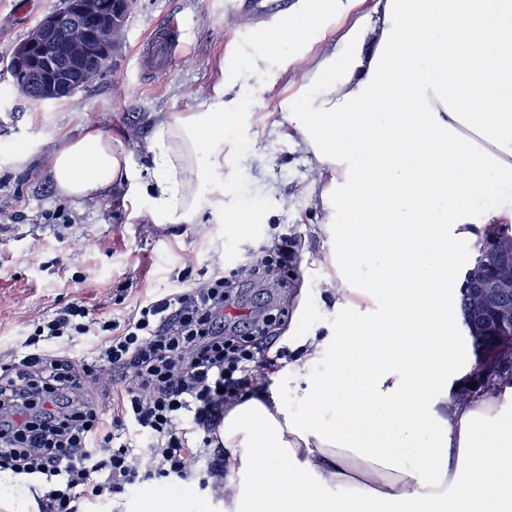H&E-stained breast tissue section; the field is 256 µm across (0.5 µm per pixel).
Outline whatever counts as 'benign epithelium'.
<instances>
[{"mask_svg": "<svg viewBox=\"0 0 512 512\" xmlns=\"http://www.w3.org/2000/svg\"><path fill=\"white\" fill-rule=\"evenodd\" d=\"M72 7L77 13L94 19L92 34L81 31L70 39L63 38L58 34L60 15H45L12 58L14 88L19 93L25 95L31 90L35 71L27 65L29 59L38 65L42 75L39 101L44 104L71 98L80 87L95 81L109 69L115 46L112 10L104 8L101 0H74ZM90 57L97 59L93 68L86 66ZM465 276L481 281L475 310L488 317L481 324L472 323L470 333L481 341L490 333L497 335L511 330L512 306L503 303V299L512 291V239H491L485 259L469 267ZM477 374L484 378L512 374V353L503 351L480 358Z\"/></svg>", "mask_w": 512, "mask_h": 512, "instance_id": "7a95c632", "label": "benign epithelium"}]
</instances>
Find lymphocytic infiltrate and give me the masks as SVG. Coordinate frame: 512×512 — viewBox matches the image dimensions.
<instances>
[{"label":"lymphocytic infiltrate","instance_id":"lymphocytic-infiltrate-1","mask_svg":"<svg viewBox=\"0 0 512 512\" xmlns=\"http://www.w3.org/2000/svg\"><path fill=\"white\" fill-rule=\"evenodd\" d=\"M288 237L215 270L191 288L102 319L74 300L38 322L0 366V470L45 477L43 512H81L155 481L224 473L217 431L226 404L253 393L262 370L287 358L273 303L238 312L247 287L282 288ZM102 339L98 354L70 343Z\"/></svg>","mask_w":512,"mask_h":512}]
</instances>
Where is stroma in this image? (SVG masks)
<instances>
[{
    "label": "stroma",
    "instance_id": "obj_1",
    "mask_svg": "<svg viewBox=\"0 0 512 512\" xmlns=\"http://www.w3.org/2000/svg\"><path fill=\"white\" fill-rule=\"evenodd\" d=\"M233 0H135L111 68L86 89L55 104L35 103L11 87L5 70L16 45L63 0H0V364L9 362L38 320L79 298L104 316L130 312L137 301L204 282L215 269L232 272L248 251L285 234L295 245L288 286L281 300V334L290 342L304 336H345L360 348L364 330L336 297L326 293L331 269L321 264L319 218L308 196L310 171L303 156L274 131L282 115L278 104L298 89L282 69L292 54L277 36L275 22L244 19L252 36H230L225 16ZM181 21L182 46L163 75L140 82L139 68L158 61L155 49L138 44L164 21ZM268 43L265 64L252 67L258 44ZM237 79L245 102L241 112L225 114L227 160L238 176L224 186V211L203 207L192 224H144L138 209L144 194L116 189L103 199L73 200L59 194L50 155L64 140L87 127L113 139L144 142L157 113L173 115L212 95L220 75ZM26 158H18L19 148ZM64 211L67 224L52 219ZM335 384L336 403L328 415L348 424L361 401L348 394L334 371L333 357L310 363L288 361L266 382L284 406L308 412V384ZM182 500L183 512L209 506V490L191 481L177 487L152 484L123 494L128 512H141L151 496ZM210 512H221L209 506Z\"/></svg>",
    "mask_w": 512,
    "mask_h": 512
}]
</instances>
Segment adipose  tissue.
Here are the masks:
<instances>
[{
    "label": "adipose tissue",
    "mask_w": 512,
    "mask_h": 512,
    "mask_svg": "<svg viewBox=\"0 0 512 512\" xmlns=\"http://www.w3.org/2000/svg\"><path fill=\"white\" fill-rule=\"evenodd\" d=\"M334 20L344 23L334 46L299 56L303 91L281 101L280 135L310 165L311 200L333 242L322 253L334 270L328 291L348 299L350 266L383 254L369 306L352 307L372 355L340 336L302 343L310 360L335 349L364 409L337 426L326 379L308 388L314 410L304 415L261 389L245 396L218 431L226 473L215 495L226 512H512V385L459 397L470 369L447 318L460 247L478 250L493 229L512 227V198L474 204L512 186V0H302L279 35L303 46ZM233 87L220 80L207 102L156 118L142 143L95 128L64 142L50 157L57 187L89 198L141 184L144 223H194L205 182L220 192L238 176L222 133L225 112L241 106ZM367 421L406 439L427 435L426 449L412 457L367 442ZM47 489L0 471V512H41Z\"/></svg>",
    "instance_id": "1"
}]
</instances>
